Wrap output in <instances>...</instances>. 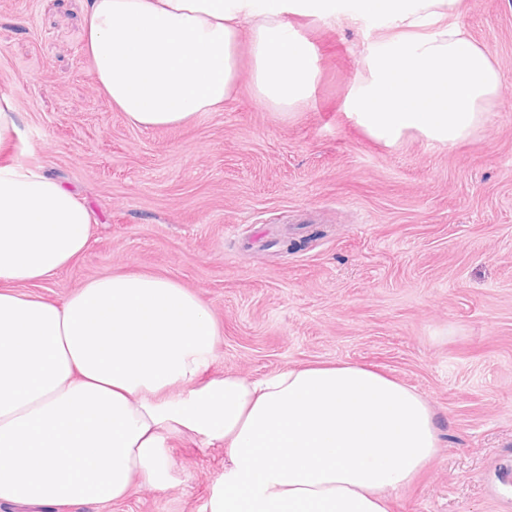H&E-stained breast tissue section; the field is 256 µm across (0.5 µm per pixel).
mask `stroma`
Segmentation results:
<instances>
[{
    "instance_id": "obj_1",
    "label": "stroma",
    "mask_w": 512,
    "mask_h": 512,
    "mask_svg": "<svg viewBox=\"0 0 512 512\" xmlns=\"http://www.w3.org/2000/svg\"><path fill=\"white\" fill-rule=\"evenodd\" d=\"M87 0H0V96L29 159L93 211L85 252L37 292L136 271L200 298L221 338L207 378L248 380L348 362L415 388L440 431L435 460L391 512H512V0H462L503 96L450 148L411 134L389 149L342 108L371 19L294 24L318 50L313 98L255 96L248 42L219 112L129 125L83 52ZM226 450L174 437L159 483L69 512H209Z\"/></svg>"
}]
</instances>
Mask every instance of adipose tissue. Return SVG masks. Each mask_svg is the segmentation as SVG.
Returning <instances> with one entry per match:
<instances>
[{
	"label": "adipose tissue",
	"mask_w": 512,
	"mask_h": 512,
	"mask_svg": "<svg viewBox=\"0 0 512 512\" xmlns=\"http://www.w3.org/2000/svg\"><path fill=\"white\" fill-rule=\"evenodd\" d=\"M461 0H90L84 54L108 102L141 129L217 112L236 91L248 38L251 83L270 108L315 91L317 49L291 16L384 22L344 110L373 140L408 132L456 147L489 118L502 85L459 24ZM0 97V503L118 501L163 474L172 436L223 442L210 512H389L392 492L436 458L438 428L414 389L358 364L248 381L204 375L220 331L178 281L93 279L60 302L27 285L66 269L94 219L40 165Z\"/></svg>",
	"instance_id": "obj_1"
}]
</instances>
